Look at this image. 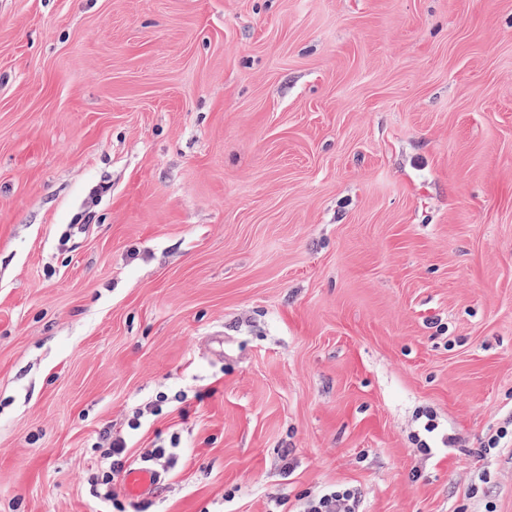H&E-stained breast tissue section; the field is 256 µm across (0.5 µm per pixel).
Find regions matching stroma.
I'll list each match as a JSON object with an SVG mask.
<instances>
[{
    "label": "stroma",
    "mask_w": 512,
    "mask_h": 512,
    "mask_svg": "<svg viewBox=\"0 0 512 512\" xmlns=\"http://www.w3.org/2000/svg\"><path fill=\"white\" fill-rule=\"evenodd\" d=\"M105 427L124 512H512V0H0V512ZM96 448L100 454L88 475V484L95 497L103 500L114 498V485L122 472H127L129 457L125 439L112 438V430L103 428L97 437ZM160 478L146 466H138L129 470L124 476V484L136 498L148 496L159 484ZM177 449L175 446L174 448H154L140 459L162 475L175 462ZM358 493L350 488L336 486L309 498L300 512H362Z\"/></svg>",
    "instance_id": "stroma-1"
}]
</instances>
